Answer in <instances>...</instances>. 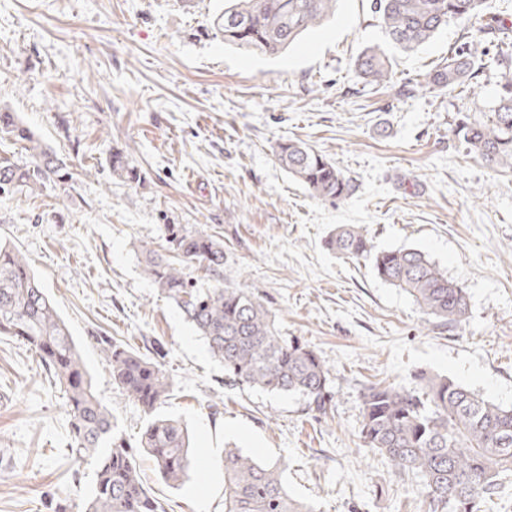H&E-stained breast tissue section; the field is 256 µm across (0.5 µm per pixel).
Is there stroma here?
Instances as JSON below:
<instances>
[{
	"label": "stroma",
	"mask_w": 512,
	"mask_h": 512,
	"mask_svg": "<svg viewBox=\"0 0 512 512\" xmlns=\"http://www.w3.org/2000/svg\"><path fill=\"white\" fill-rule=\"evenodd\" d=\"M224 0H0V105L67 164V183L0 197V241L18 248L69 325L116 430L135 446L148 416L112 383L98 338L157 355L174 380L163 415L191 435L180 485L139 453L168 512H224L225 449L277 466L313 512H429L420 483L363 446L360 393L443 375L512 407V170L453 136L487 114L493 73L471 96L415 84L468 39L450 22L396 52L388 87L363 86L354 60L384 35L371 0L336 13L276 56L224 42ZM303 141L355 184L330 203L276 160ZM127 150L140 180L112 175ZM181 224L224 242V282L249 288L281 333L330 369L333 411L301 396L228 386L178 309L144 275L142 247ZM376 250L424 251L469 296L458 328L426 320L368 261L338 257L336 225ZM66 399L22 342L0 338V512H82L95 467L74 463Z\"/></svg>",
	"instance_id": "obj_1"
}]
</instances>
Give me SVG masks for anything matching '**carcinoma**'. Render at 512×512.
Instances as JSON below:
<instances>
[{
	"label": "carcinoma",
	"instance_id": "obj_1",
	"mask_svg": "<svg viewBox=\"0 0 512 512\" xmlns=\"http://www.w3.org/2000/svg\"><path fill=\"white\" fill-rule=\"evenodd\" d=\"M338 0H224L217 29L224 42L277 55L336 12ZM384 43L363 49L356 71L367 85L385 86L392 77L389 49L411 52L450 21L477 19L471 45L459 49L425 74L417 86L474 89V80L496 72L499 91L491 116L459 120L452 133L488 165L512 169V41L500 40L492 56L472 47L487 31L512 32L508 18L490 10L488 0H372ZM22 144L23 160L0 162V196L33 192L65 179L56 152L37 137L8 106H0V142ZM277 160L317 198L336 202L355 191L325 155L302 141L279 143ZM111 172L128 182L139 179L129 154L109 155ZM165 241L177 260L147 248L143 272L206 342L224 365L233 385L298 394L321 415L332 400L330 373L309 346L283 335L254 293L224 284V244L207 233L179 224L166 225ZM326 245L347 259H364L381 281L406 291L422 313L453 327L469 313L465 288L421 250H374L363 228H336ZM206 271L202 283L186 273ZM16 337L39 357L66 395L70 448L75 462L96 467V486L84 512H166L144 487L137 452L115 431L84 366L69 327L26 257L0 243V337ZM112 381L127 398L151 414L139 447L149 454L161 477L179 485L188 477L189 435L178 421L156 409L170 396L174 381L163 365L116 341L101 340ZM413 389L372 384L361 394L360 434L365 447L385 456L396 471L422 483L429 512H483L502 508V481L512 474V408L489 401L448 377L416 375ZM224 512H308L289 494L274 466L256 461L238 448L224 449Z\"/></svg>",
	"mask_w": 512,
	"mask_h": 512
}]
</instances>
